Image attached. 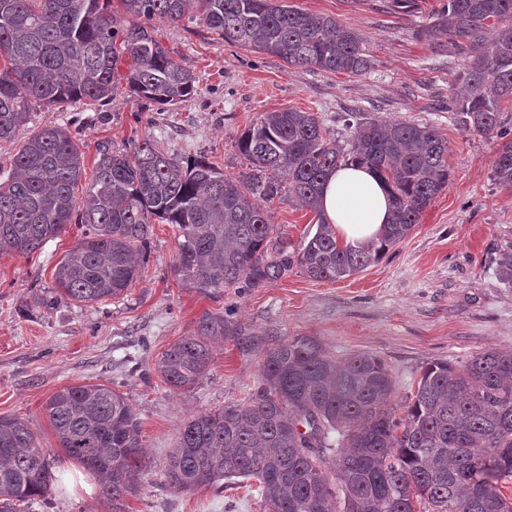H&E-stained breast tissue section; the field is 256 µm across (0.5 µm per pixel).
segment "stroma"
Wrapping results in <instances>:
<instances>
[{
  "instance_id": "stroma-1",
  "label": "stroma",
  "mask_w": 512,
  "mask_h": 512,
  "mask_svg": "<svg viewBox=\"0 0 512 512\" xmlns=\"http://www.w3.org/2000/svg\"><path fill=\"white\" fill-rule=\"evenodd\" d=\"M360 32L372 67L363 74L294 67L277 56L224 43L199 18L159 22L155 34L192 71L196 91L176 109L140 108L127 91L102 105L64 112L34 110L35 130L68 127L93 175L101 146L121 150L151 137L181 158L203 157L225 175L246 172L235 138L262 113H313L346 145L345 115L439 128L448 141L450 181L411 233L363 271L337 281L289 272L261 288L213 297L182 287L170 273L171 225L155 223L140 279L119 299L93 305H41L55 288L56 263L81 234L77 224L28 255L0 253V416L26 421L59 461L62 488L34 512H112L82 466L66 458L44 413L53 392L105 384L126 394L141 422L146 469L141 492L124 512H266L249 481L188 492L171 489L163 470L187 417L248 400L267 352L295 336L316 337L337 360L359 353L384 361L394 404L414 394L425 367L512 350V288L497 275L498 249L512 245V189L491 177L496 139L460 131L448 99L468 62L436 29L444 0H416L409 12L390 0H286ZM271 222L293 248L316 230L314 211L273 203ZM233 310L239 338L219 341L207 376L192 390L171 391L154 371L161 354L189 335L205 312Z\"/></svg>"
}]
</instances>
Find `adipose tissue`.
<instances>
[{
    "instance_id": "ef3b65f1",
    "label": "adipose tissue",
    "mask_w": 512,
    "mask_h": 512,
    "mask_svg": "<svg viewBox=\"0 0 512 512\" xmlns=\"http://www.w3.org/2000/svg\"><path fill=\"white\" fill-rule=\"evenodd\" d=\"M323 219L346 247L378 242L392 219L389 188L368 165L350 163L328 174L319 197Z\"/></svg>"
}]
</instances>
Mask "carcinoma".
<instances>
[{"mask_svg": "<svg viewBox=\"0 0 512 512\" xmlns=\"http://www.w3.org/2000/svg\"><path fill=\"white\" fill-rule=\"evenodd\" d=\"M123 24L107 0H0V141L27 129L35 106L64 112L105 103L124 79L129 93L168 110L196 91V76L152 34L160 20L195 12L224 42L278 56L290 65L360 74L370 68L363 39L330 16L274 0H120ZM512 0H447L437 24L448 46L469 52L448 111L464 131L501 141L493 180L512 187ZM128 59V72L118 66ZM249 172L231 178L204 158L183 160L147 137L122 151L99 150L83 200L82 152L70 131L47 124L25 136L0 181V253L29 254L72 221L83 227L54 270L42 299L86 304L117 299L138 280L150 221L176 229L171 274L218 296L261 288L298 269L337 280L378 261L413 229L448 185V144L439 128L363 121L351 149L309 112H266L237 136ZM362 162L391 189L393 222L377 247H343L317 222L299 250L270 223L269 205L296 201L316 210L319 189L338 165ZM497 271L512 288V246ZM242 335L233 316L204 313L172 344L156 371L173 390L207 375L211 343ZM385 363L356 354L339 363L313 336L270 350L248 402L184 420L164 477L177 491L255 480L267 512H512L501 483L512 480V350H487L459 365L429 364L413 396L393 407ZM59 447L94 474L100 494L121 512L140 492L141 423L127 397L101 384L66 386L44 405ZM57 481L55 461L29 425L0 417V512H29Z\"/></svg>", "mask_w": 512, "mask_h": 512, "instance_id": "carcinoma-1", "label": "carcinoma"}]
</instances>
